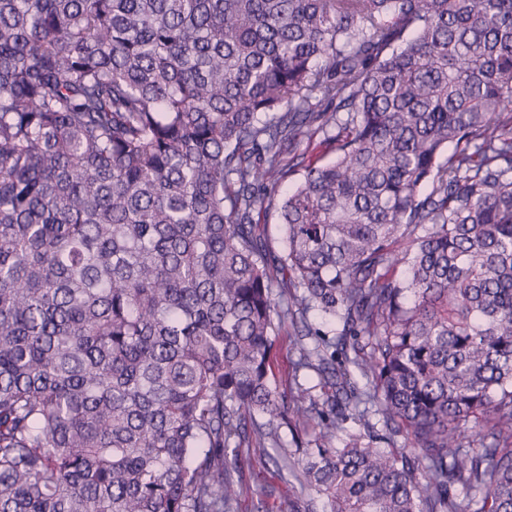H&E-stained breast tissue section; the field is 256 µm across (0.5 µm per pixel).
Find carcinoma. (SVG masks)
<instances>
[{
	"label": "carcinoma",
	"instance_id": "cac0c4a2",
	"mask_svg": "<svg viewBox=\"0 0 512 512\" xmlns=\"http://www.w3.org/2000/svg\"><path fill=\"white\" fill-rule=\"evenodd\" d=\"M283 423L323 512H512V0H0V512H237ZM300 151L312 160L327 161L336 156L331 142L324 141L322 135H315L311 140H305L300 146ZM256 221L260 224V229L264 235L271 241L273 247L281 251L284 247L285 229L278 222V215L275 208L262 211L255 216ZM275 373L277 391L288 399L290 391H295L299 384L309 388L312 396L322 399L324 389L319 385L317 376L307 370H299L295 366L296 354L286 331L276 336L274 341ZM297 437L299 435V441H302V446L300 448H296L295 444L292 440V432L287 428L285 425L281 428V440L283 443L284 448H278V452L282 455H286L288 458V461L291 463L296 462V467L298 466L297 463L300 462L303 456V450L305 448H313L315 439V431L314 428L310 427H300L298 429V432L293 431ZM297 433V434H296ZM286 451V453H284Z\"/></svg>",
	"mask_w": 512,
	"mask_h": 512
}]
</instances>
